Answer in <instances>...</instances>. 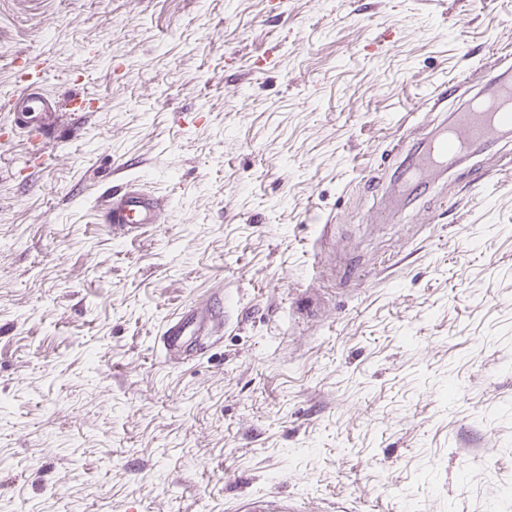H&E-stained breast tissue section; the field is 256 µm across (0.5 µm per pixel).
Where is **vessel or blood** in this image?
<instances>
[{
	"label": "vessel or blood",
	"instance_id": "b4317fda",
	"mask_svg": "<svg viewBox=\"0 0 512 512\" xmlns=\"http://www.w3.org/2000/svg\"><path fill=\"white\" fill-rule=\"evenodd\" d=\"M475 75L477 92L472 103L451 113L449 121L424 135L419 148L406 155L403 169L409 178L422 183L435 180L459 165L465 156L512 136V56L491 53L489 60L476 67ZM0 108L8 112L17 133L28 142L43 146L60 128V111L70 112L76 122L83 116L80 98L69 99L61 107L28 88L7 98ZM161 212L159 198L130 181L122 184L101 206L105 223L131 239L159 223ZM223 331V311L209 303H190L167 319L159 342L165 357H190L220 340ZM236 512H303V509L288 499L255 496L241 501Z\"/></svg>",
	"mask_w": 512,
	"mask_h": 512
}]
</instances>
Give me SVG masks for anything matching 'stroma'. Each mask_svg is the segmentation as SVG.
<instances>
[{
    "label": "stroma",
    "mask_w": 512,
    "mask_h": 512,
    "mask_svg": "<svg viewBox=\"0 0 512 512\" xmlns=\"http://www.w3.org/2000/svg\"><path fill=\"white\" fill-rule=\"evenodd\" d=\"M495 48L512 0H0V99L88 110L43 168L0 112V512H512V137L373 218ZM162 207L159 198L127 181L104 200L101 213L113 233L120 231L133 239L160 224ZM223 331L224 310L216 311L211 302H191L167 319L158 341L165 358H188L220 340ZM300 505L290 499L270 496H255L239 503L235 512H304Z\"/></svg>",
    "instance_id": "1"
}]
</instances>
